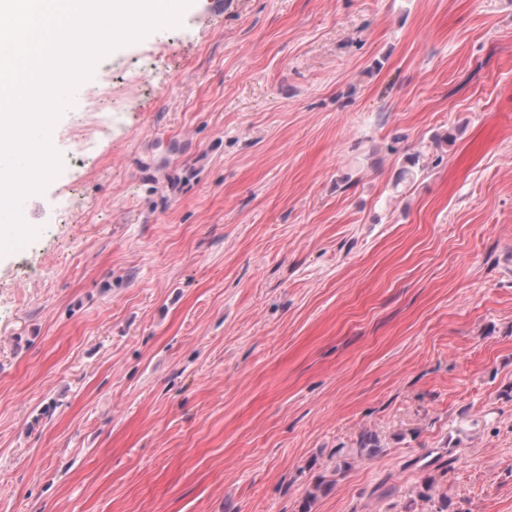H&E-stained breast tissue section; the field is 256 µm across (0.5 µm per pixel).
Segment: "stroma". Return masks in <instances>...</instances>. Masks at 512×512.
I'll return each mask as SVG.
<instances>
[{"label":"stroma","instance_id":"obj_1","mask_svg":"<svg viewBox=\"0 0 512 512\" xmlns=\"http://www.w3.org/2000/svg\"><path fill=\"white\" fill-rule=\"evenodd\" d=\"M50 142L0 512H512V0H197Z\"/></svg>","mask_w":512,"mask_h":512}]
</instances>
